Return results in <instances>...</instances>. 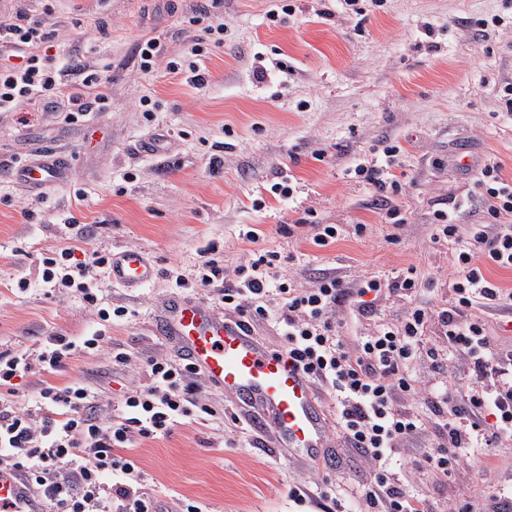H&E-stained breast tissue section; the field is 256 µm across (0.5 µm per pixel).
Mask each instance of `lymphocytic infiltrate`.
<instances>
[{
    "label": "lymphocytic infiltrate",
    "instance_id": "1",
    "mask_svg": "<svg viewBox=\"0 0 512 512\" xmlns=\"http://www.w3.org/2000/svg\"><path fill=\"white\" fill-rule=\"evenodd\" d=\"M49 38L43 22L25 13L0 14V47L28 52L21 65L0 63V112L58 109L71 125L103 110L109 97L101 74L75 68L83 92L70 93L64 68L41 50ZM399 152L386 147L382 159L357 165L354 173L379 191L399 193L402 185L393 172ZM474 202L482 206L485 221L461 235L457 214ZM432 238L450 246L451 296L445 303L423 300L439 280L422 278L413 265L391 277L372 274L350 285L326 274L304 287L283 274L277 251L254 252L247 264L230 269L214 260L218 247L213 243L205 247L209 260L193 276L172 273L175 287L219 289L225 315L246 324H272L286 355L333 395L344 442L363 457L369 473L359 490L361 512H423L413 488L417 477L446 479L460 469L459 451L469 445L490 449L512 442V384L501 391L492 381L512 369V350L492 348L480 314L484 308L512 310V290L489 276L493 268L512 270V178L499 162L480 168L472 196L436 211ZM110 263V254L96 251L81 259L68 246L42 257L39 277L49 291L77 292L100 320H121L127 308L102 307L98 294L97 276ZM393 297L406 303L400 317L346 341L344 326ZM432 326L446 338L447 349L423 347L422 337ZM78 350L106 354L118 367L134 363L128 349L99 332L78 342L51 336L32 352H0V465L19 470L47 512H159L131 451L174 423L212 416L208 404L190 397L200 371L152 357L144 383L128 389L104 416L96 412L94 391L77 381L44 385L35 406L19 407L17 380L60 370ZM421 354L434 368L448 363L467 368L464 405L456 404L452 391L432 396L417 386L410 366ZM422 399L441 418L442 433L434 451L413 459L411 471L401 474L392 468L393 457L408 452L427 430L416 407Z\"/></svg>",
    "mask_w": 512,
    "mask_h": 512
}]
</instances>
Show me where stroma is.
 I'll return each instance as SVG.
<instances>
[{
  "mask_svg": "<svg viewBox=\"0 0 512 512\" xmlns=\"http://www.w3.org/2000/svg\"><path fill=\"white\" fill-rule=\"evenodd\" d=\"M223 0L211 21L222 40L189 26L205 0H0V11L25 12L52 31L61 65L82 61L108 79L109 105L89 123L65 125L57 113L0 112V351L36 350L48 337L102 332L137 358L119 368L103 355L74 352L46 379L18 384L29 406L41 382L62 387L79 379L102 401L142 383L155 355L180 360L172 337L154 324L174 290L165 271L191 274L202 249L217 243L225 266L254 249L278 251L294 281L308 286L325 274L351 283L372 272L413 265L423 276L447 273V245L431 237L435 210L466 197L476 167L502 162L512 175V110L502 87L512 82V0ZM277 11L269 19L268 11ZM504 17L490 39L476 37L473 17ZM156 37L166 46L152 73L139 67L137 45ZM208 46L199 65L209 76L197 89L166 63L184 59L193 39ZM265 69L264 80L254 72ZM161 136L158 151L141 143ZM71 156L69 179L31 190L14 168L35 157L36 138ZM388 145L400 148L393 172L401 193L382 199L355 175L357 164ZM467 155L472 168L457 165ZM290 181L291 197L273 194ZM399 208L400 227L385 206ZM34 212L25 219L23 209ZM336 224V243L313 244L307 213ZM367 225L364 236L354 227ZM255 230L256 242L243 238ZM142 251L158 275L125 288L100 277L104 304L128 307V319L104 322L74 293H48L38 266L48 250ZM30 286L19 292L16 284ZM194 398L212 405L214 419L174 424L169 433L138 442L132 454L145 484L166 505L188 498L204 512H320L301 510L288 486L306 462L286 459L272 429L234 422L236 405L207 379ZM320 485L342 493L352 508L362 464L353 457L321 465ZM512 483V445L485 463L464 466L447 485L418 481L428 512H441L449 491L464 488L476 506Z\"/></svg>",
  "mask_w": 512,
  "mask_h": 512,
  "instance_id": "stroma-1",
  "label": "stroma"
}]
</instances>
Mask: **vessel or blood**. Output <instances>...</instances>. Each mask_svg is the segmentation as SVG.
I'll use <instances>...</instances> for the list:
<instances>
[{"instance_id":"b4317fda","label":"vessel or blood","mask_w":512,"mask_h":512,"mask_svg":"<svg viewBox=\"0 0 512 512\" xmlns=\"http://www.w3.org/2000/svg\"><path fill=\"white\" fill-rule=\"evenodd\" d=\"M64 153L52 160H34L18 169L15 178L31 189L59 184L69 175ZM113 283L141 287L153 282L157 270L141 251L122 249L112 255ZM158 331L174 337L182 355L226 398L259 409L255 426H272L278 446L291 457L311 464L322 461L329 443V419L308 374L279 350L265 346L208 304L170 298L156 322ZM8 512H43L28 482L15 469L0 468V506Z\"/></svg>"}]
</instances>
